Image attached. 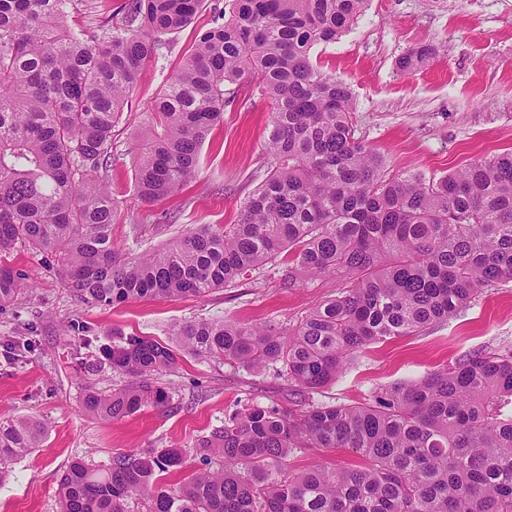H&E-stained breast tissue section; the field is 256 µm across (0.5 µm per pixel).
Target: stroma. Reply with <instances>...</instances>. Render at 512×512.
<instances>
[{
	"instance_id": "35a3bbf8",
	"label": "stroma",
	"mask_w": 512,
	"mask_h": 512,
	"mask_svg": "<svg viewBox=\"0 0 512 512\" xmlns=\"http://www.w3.org/2000/svg\"><path fill=\"white\" fill-rule=\"evenodd\" d=\"M207 2L192 24L166 35L113 137L114 159L104 177L117 203L112 244L118 252L161 248L200 224L236 223L266 175L271 102L245 85L203 144L197 178L171 197H137L146 113L196 37L211 28L216 0ZM422 46L431 48L430 57L402 71L399 59ZM312 58L349 86L356 135L391 174L439 177L512 150V0H369L357 24L336 42L316 47ZM11 262L33 286L22 300L0 304V415L40 420L48 434L0 483V512H59L58 480L74 459L98 464L140 448H190L244 399L287 403L288 382L275 370L234 369L182 351L178 369L161 376L170 395L166 406L115 422L93 417L80 406L85 387L109 392L127 381L103 357L114 334L172 347L174 326L193 319L293 327L343 286L335 276L305 275L301 287L285 289L274 264L202 298L144 299L112 308L76 301L54 259L20 250ZM508 350L512 279L418 335L370 346L314 399L355 404L377 386L419 379L469 353Z\"/></svg>"
}]
</instances>
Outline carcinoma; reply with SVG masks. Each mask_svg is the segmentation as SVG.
Instances as JSON below:
<instances>
[{
  "instance_id": "carcinoma-1",
  "label": "carcinoma",
  "mask_w": 512,
  "mask_h": 512,
  "mask_svg": "<svg viewBox=\"0 0 512 512\" xmlns=\"http://www.w3.org/2000/svg\"><path fill=\"white\" fill-rule=\"evenodd\" d=\"M73 0H0V302L27 294L9 257L51 254L85 303L203 297L285 256L297 272L336 275L340 295L292 327L223 320L175 327L181 347L232 368H276L293 407L248 401L192 448L75 459L61 474L59 512H512V354L475 353L353 405L317 404L371 345L446 320L483 289L512 279V152L440 177L387 176L355 138L347 84L311 59L363 14L367 0H231L149 109L137 196L180 192L201 148L244 84L270 99L267 174L235 224H201L147 254L112 245L116 202L102 172L144 65L164 36L189 26L206 0H121L87 38ZM430 54L402 57L412 70ZM130 381L85 389L83 411L119 421L168 403L156 381L177 353L123 336L105 353ZM45 423L0 417V482L41 447ZM348 451L361 464L290 469L298 451Z\"/></svg>"
}]
</instances>
